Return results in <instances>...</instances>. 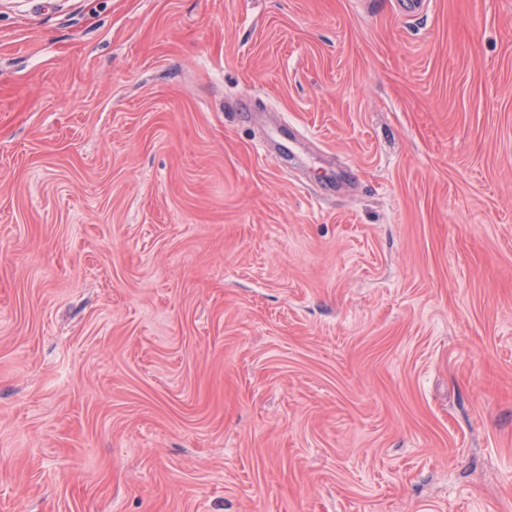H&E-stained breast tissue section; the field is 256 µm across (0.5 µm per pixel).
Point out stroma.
<instances>
[{
    "label": "stroma",
    "instance_id": "obj_1",
    "mask_svg": "<svg viewBox=\"0 0 512 512\" xmlns=\"http://www.w3.org/2000/svg\"><path fill=\"white\" fill-rule=\"evenodd\" d=\"M0 512H512V0H0Z\"/></svg>",
    "mask_w": 512,
    "mask_h": 512
}]
</instances>
